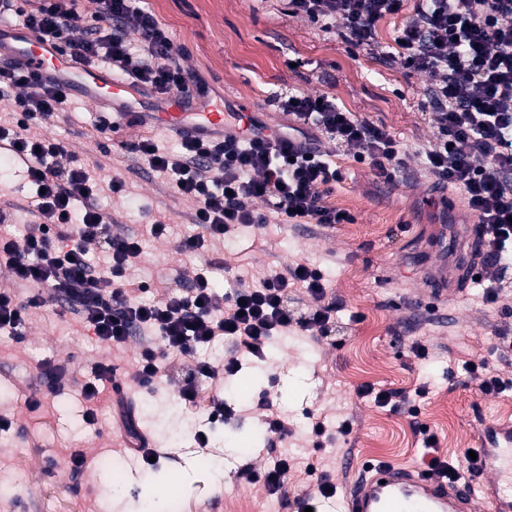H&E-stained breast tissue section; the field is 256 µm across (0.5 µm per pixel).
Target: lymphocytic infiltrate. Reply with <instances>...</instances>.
Returning a JSON list of instances; mask_svg holds the SVG:
<instances>
[{"label":"lymphocytic infiltrate","mask_w":512,"mask_h":512,"mask_svg":"<svg viewBox=\"0 0 512 512\" xmlns=\"http://www.w3.org/2000/svg\"><path fill=\"white\" fill-rule=\"evenodd\" d=\"M143 0H97L85 13L81 0H0L9 13L41 37L57 41L78 63L103 62L136 90L160 95L204 93L200 79L177 62L173 40ZM406 0H285L286 15H302L327 32H339L356 49L376 50L379 23L404 14ZM397 28L393 49L407 69L434 77L431 118L439 141L421 164L439 183L459 190L477 222L470 228L480 240L471 258L450 251L452 270L467 268L477 277L487 303L500 301L502 272L512 266V0H416ZM140 32L142 45L127 38V27ZM12 97L13 110L0 123V151L26 164L33 191L26 206L0 203V225L16 221L19 210L30 216L23 237L0 235V264L15 282L28 287L26 298L0 289V329L23 336L34 310L65 300L84 327L109 347L122 346L130 329L155 336L140 349L126 385L132 392L150 388L158 375L159 355L196 353L218 339H232L237 356L215 366L196 363L179 397L197 405L201 378L227 380L240 367L239 353L264 359L270 341L293 331L329 338L336 331L339 304L329 297L319 269L297 265L289 275L269 276L221 294L206 276L195 275L191 288L149 303L135 295L130 271L143 252L141 239L116 232L97 205L99 195L121 194L122 178L96 180L84 159L66 142L46 137L43 123L58 110L60 94L32 71L0 66V98ZM292 116L288 130L268 135L256 117L233 113L241 134L200 142L182 138L177 152L159 149L154 139L128 144L129 152L166 175L172 189L192 203L203 234L179 241V253H195L224 240L239 227L265 223L264 214L247 208L250 200L271 206L280 223H342V213L325 202L340 173L315 141L326 136L352 151L354 160L375 177L391 180L404 163L400 141L390 132L340 107L328 95L297 91L277 98ZM101 245L108 263L87 258L91 244ZM309 298L303 315L287 309L294 286ZM428 384L414 392L357 387L359 399L376 407L419 414L416 401ZM429 456L426 472L465 485L478 478L479 461L469 455L443 456L435 433L419 425Z\"/></svg>","instance_id":"lymphocytic-infiltrate-1"}]
</instances>
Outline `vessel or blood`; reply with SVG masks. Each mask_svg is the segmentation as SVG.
I'll return each mask as SVG.
<instances>
[{
  "instance_id": "b4317fda",
  "label": "vessel or blood",
  "mask_w": 512,
  "mask_h": 512,
  "mask_svg": "<svg viewBox=\"0 0 512 512\" xmlns=\"http://www.w3.org/2000/svg\"><path fill=\"white\" fill-rule=\"evenodd\" d=\"M9 61L40 74L64 99L92 104L101 117L118 125L135 117L141 128L162 127L178 136L220 140L229 129L224 105L199 94L131 95L110 70L79 64L60 46L19 23L0 22V62ZM484 482L478 491L451 486L416 467L372 466L342 503V512H512V422L484 426L478 434Z\"/></svg>"
}]
</instances>
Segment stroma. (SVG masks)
Wrapping results in <instances>:
<instances>
[{
	"mask_svg": "<svg viewBox=\"0 0 512 512\" xmlns=\"http://www.w3.org/2000/svg\"><path fill=\"white\" fill-rule=\"evenodd\" d=\"M147 5L170 31L181 66L200 77L210 98L223 100L225 111L248 110L265 125L282 128L292 118L270 105L271 97L291 89L325 94L394 134L405 161L387 182L355 162L347 149L321 141L341 174L326 202L348 212L350 222L331 229L269 219L225 240L226 267L220 270L210 266L208 253L175 252V240L203 228L192 223L190 204L173 193L163 174L133 154L103 158L96 153L88 137L94 118L90 105L73 101L72 111L44 126V134L65 141L88 163L102 162L125 179L124 195L104 196L99 205L115 216L118 231L143 237L137 262V278L149 287L143 300L179 290L198 273L222 293L238 282L252 284L305 264L321 270L329 295L341 305V345L306 336L279 337L267 362H243L229 390L200 380L196 407L178 396L182 373L201 356L223 363L228 345L219 340L197 357L161 358L151 392L138 396L136 404L142 429L163 450L148 474L168 473L179 463V449L194 445L204 405L219 394L236 415L215 425L210 435L230 475L216 485L205 470L195 469L181 492L187 512H227L231 501L246 503L250 512H264L267 492L241 474L244 468L260 467L255 451L267 444L259 433L260 413L241 402L242 390L253 399L274 387L281 410L298 428L294 437L275 441L274 453L287 450L301 463L317 467L329 463L343 493L357 485L366 460L419 465L417 423L428 425L442 451L456 457L476 447L482 422L512 421V391L480 394L463 370L469 361L496 362V332H512V316L484 306L479 288L465 276L449 288L447 301L431 297L437 286L432 270L444 265L450 246L445 225L467 215L460 192L437 184L419 163L438 140L424 108L432 77L406 69L382 49L370 53L351 48L304 17L284 15L282 0H147ZM161 217L172 227L173 236L165 241L146 233ZM415 339L432 345L430 360L422 363L412 356L409 346ZM140 344L134 336L122 347H105L82 327L77 314L57 303L30 316L23 341L0 332V419L10 422L0 429V493L11 497L12 512H51L53 502L75 503L80 512H144L139 481L126 482L116 495L102 473L105 458L126 452L121 436L112 431L111 387H102L91 404L81 396L95 363L127 371ZM425 382L430 392L415 423L355 394L364 383L409 392ZM28 397L35 399L34 407L25 405ZM90 405L96 412L92 425L83 420ZM306 408L330 420L353 418L352 433L334 451L308 447L302 416ZM240 435L251 436L250 449L235 446ZM78 450L86 453L87 462L76 472L68 460Z\"/></svg>",
	"mask_w": 512,
	"mask_h": 512,
	"instance_id": "35a3bbf8",
	"label": "stroma"
}]
</instances>
